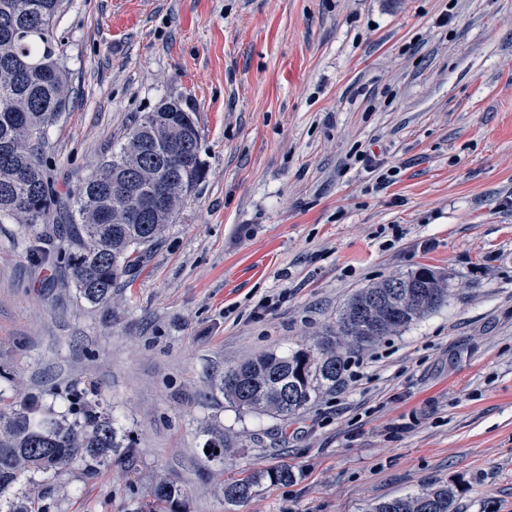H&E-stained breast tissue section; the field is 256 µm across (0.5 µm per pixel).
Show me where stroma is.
Masks as SVG:
<instances>
[{"label":"stroma","mask_w":512,"mask_h":512,"mask_svg":"<svg viewBox=\"0 0 512 512\" xmlns=\"http://www.w3.org/2000/svg\"><path fill=\"white\" fill-rule=\"evenodd\" d=\"M55 32L61 193L169 101L206 175L106 310L41 260L57 225L0 224L7 401L85 392L132 444L46 481L47 512H136L162 479L181 512H368L444 485L454 512H512V0H63ZM423 266L447 302L345 351L357 379L285 422L225 400V370ZM283 465L293 482L225 504V481Z\"/></svg>","instance_id":"1"}]
</instances>
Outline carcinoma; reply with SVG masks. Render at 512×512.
<instances>
[{
  "label": "carcinoma",
  "mask_w": 512,
  "mask_h": 512,
  "mask_svg": "<svg viewBox=\"0 0 512 512\" xmlns=\"http://www.w3.org/2000/svg\"><path fill=\"white\" fill-rule=\"evenodd\" d=\"M62 0H0V223L52 224L68 208L67 248L56 260L68 266L79 297L106 308L112 289L121 288L161 241L168 225L203 179L200 133L193 118L174 122L177 102L141 116L119 147L63 201L51 174L44 145L47 128L65 111L69 85L62 69L54 25ZM426 289L417 302L397 305L372 319L357 314L367 296L394 293V283ZM448 299L445 276L422 267L355 293L339 313L336 333L280 356L268 352L224 372V397L244 413L286 419L322 389H336L344 348L364 349L402 331ZM57 411L36 402L0 406V509L42 512L40 498L15 488L20 478L36 483L60 476L75 463L87 472L127 452L112 414L69 392ZM293 481L286 466L248 474L224 484V502L248 500L263 479ZM154 501L178 512L182 491L159 480ZM455 492L448 486L376 503L371 512H453Z\"/></svg>",
  "instance_id": "cac0c4a2"
}]
</instances>
